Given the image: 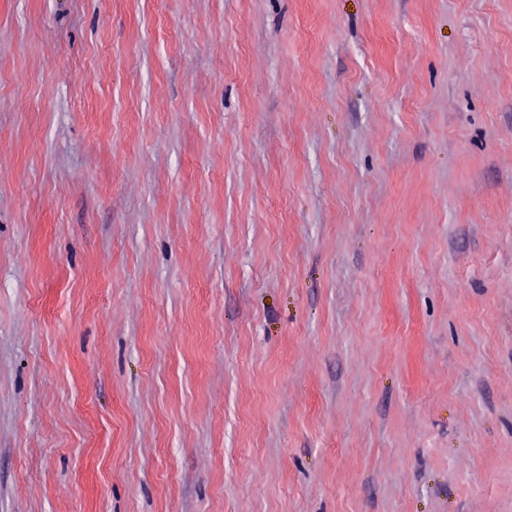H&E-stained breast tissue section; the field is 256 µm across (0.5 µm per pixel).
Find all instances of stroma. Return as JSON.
Returning <instances> with one entry per match:
<instances>
[{
	"label": "stroma",
	"mask_w": 512,
	"mask_h": 512,
	"mask_svg": "<svg viewBox=\"0 0 512 512\" xmlns=\"http://www.w3.org/2000/svg\"><path fill=\"white\" fill-rule=\"evenodd\" d=\"M0 512H512V0H0Z\"/></svg>",
	"instance_id": "1"
}]
</instances>
